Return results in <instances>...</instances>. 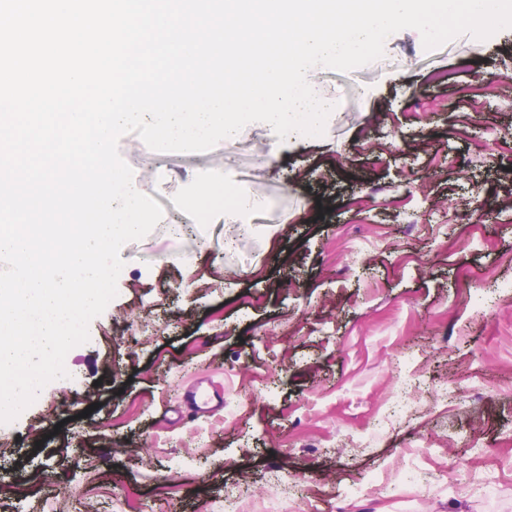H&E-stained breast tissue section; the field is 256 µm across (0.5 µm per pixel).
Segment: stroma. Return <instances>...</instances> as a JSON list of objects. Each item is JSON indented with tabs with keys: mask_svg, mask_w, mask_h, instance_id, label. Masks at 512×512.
Instances as JSON below:
<instances>
[{
	"mask_svg": "<svg viewBox=\"0 0 512 512\" xmlns=\"http://www.w3.org/2000/svg\"><path fill=\"white\" fill-rule=\"evenodd\" d=\"M507 72L512 28L430 52L404 29L366 66L310 70L336 101L323 136L254 122L162 153L125 134L164 214L123 245L117 296L65 357L74 382L0 424V512H211L233 486L286 479L304 512H512V305L495 302L512 283ZM463 83L488 106L473 112ZM204 182L264 203L218 196L200 219ZM400 369L419 381L411 405L376 428ZM199 381L243 415L177 420Z\"/></svg>",
	"mask_w": 512,
	"mask_h": 512,
	"instance_id": "35a3bbf8",
	"label": "stroma"
}]
</instances>
